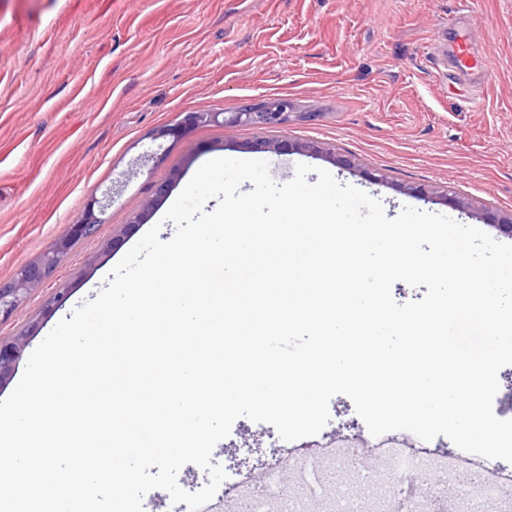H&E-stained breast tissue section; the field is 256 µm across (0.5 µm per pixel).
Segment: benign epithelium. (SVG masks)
Segmentation results:
<instances>
[{
	"label": "benign epithelium",
	"instance_id": "benign-epithelium-1",
	"mask_svg": "<svg viewBox=\"0 0 512 512\" xmlns=\"http://www.w3.org/2000/svg\"><path fill=\"white\" fill-rule=\"evenodd\" d=\"M217 112H187L182 119L174 124L163 127L153 134V140L166 137H177L183 131L217 118ZM298 113L294 112L293 103L283 97L267 98L264 101L245 107L238 112H230L224 117V124L230 127H250L257 130L280 128L290 125ZM261 149H274L281 152L295 150L311 155L323 153V149L314 144H280L265 140L256 142ZM112 203V195H107L106 203L93 201L87 208L82 219L69 225L66 235L54 241L33 263L19 268L12 281L6 285L0 284V320L13 315L26 299L27 295L41 287L61 261L69 254L73 244L90 236L96 225L103 222L101 215L105 213L108 204ZM29 334L24 332L8 343L0 342V381L10 375L26 347Z\"/></svg>",
	"mask_w": 512,
	"mask_h": 512
}]
</instances>
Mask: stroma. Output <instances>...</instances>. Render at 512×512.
Returning <instances> with one entry per match:
<instances>
[{"label":"stroma","instance_id":"stroma-1","mask_svg":"<svg viewBox=\"0 0 512 512\" xmlns=\"http://www.w3.org/2000/svg\"><path fill=\"white\" fill-rule=\"evenodd\" d=\"M467 32L477 66H457ZM270 97L306 115L259 131L223 121L166 139V158L139 166L158 127L186 112H234ZM314 142L321 156L257 149V140ZM356 158L357 172L334 156ZM219 157L266 161L276 183L298 164L323 168L378 199L387 217L409 205L494 234L491 216L512 213V0H0V282L39 256L108 188L117 196L92 236L0 321V341L30 332L36 348L163 216L197 169ZM381 171L386 179L370 182ZM447 188L451 202L423 201L404 185ZM165 196H157L160 185ZM319 442L369 431L353 401L335 395ZM307 449L275 428L235 421L211 462L248 471L270 449ZM441 438L425 472L377 465L357 481L348 462L320 469L351 501L393 512L402 497L428 512H475L480 489L446 492Z\"/></svg>","mask_w":512,"mask_h":512}]
</instances>
